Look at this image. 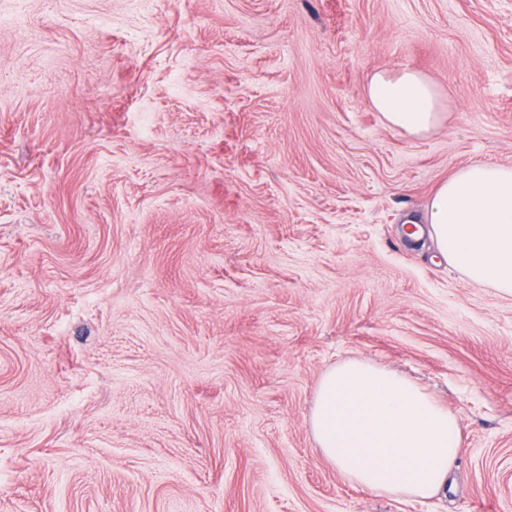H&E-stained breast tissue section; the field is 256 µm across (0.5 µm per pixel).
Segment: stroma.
Masks as SVG:
<instances>
[{
    "label": "stroma",
    "instance_id": "1",
    "mask_svg": "<svg viewBox=\"0 0 512 512\" xmlns=\"http://www.w3.org/2000/svg\"><path fill=\"white\" fill-rule=\"evenodd\" d=\"M414 69L442 121L365 100ZM512 166V0H0V512H512V297L429 238ZM363 357L448 407L445 495L309 427ZM365 98L385 120L410 135H421L441 120L440 94L434 84L413 69L376 71Z\"/></svg>",
    "mask_w": 512,
    "mask_h": 512
}]
</instances>
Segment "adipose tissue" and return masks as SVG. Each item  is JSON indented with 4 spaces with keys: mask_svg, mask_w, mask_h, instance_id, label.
I'll return each instance as SVG.
<instances>
[{
    "mask_svg": "<svg viewBox=\"0 0 512 512\" xmlns=\"http://www.w3.org/2000/svg\"><path fill=\"white\" fill-rule=\"evenodd\" d=\"M365 98L411 135L441 120L440 94L413 69L381 70ZM449 266L512 296V168L477 163L440 183L423 218ZM309 425L324 459L380 496L429 499L448 483L463 441L458 420L417 384L364 359L333 365L317 385Z\"/></svg>",
    "mask_w": 512,
    "mask_h": 512,
    "instance_id": "ef3b65f1",
    "label": "adipose tissue"
}]
</instances>
